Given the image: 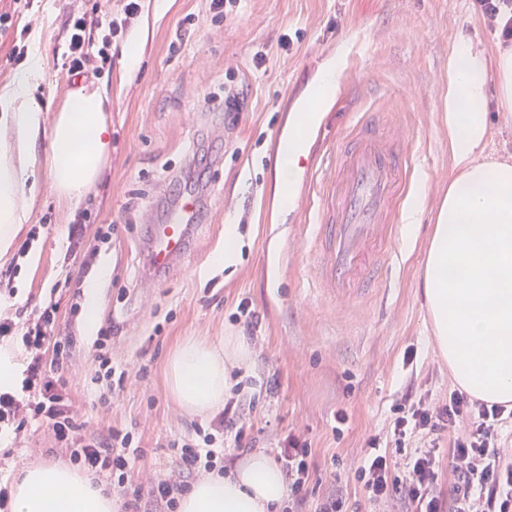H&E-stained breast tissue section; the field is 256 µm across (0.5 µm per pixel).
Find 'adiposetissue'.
<instances>
[{
  "mask_svg": "<svg viewBox=\"0 0 512 512\" xmlns=\"http://www.w3.org/2000/svg\"><path fill=\"white\" fill-rule=\"evenodd\" d=\"M30 64L0 88V258L8 255L32 199L25 193L47 166L59 194L81 199L99 180L112 151L104 87L69 91L54 114L31 94L39 78ZM512 110V51L490 56L460 41L448 56V151L454 176L442 199L423 268L422 288L439 354L466 394L512 404V157L488 158L489 99ZM316 111L292 118L279 146L276 198L292 200L304 148L301 129ZM250 346L238 336L214 344L184 339L168 364V388L186 413L213 417L224 408L233 369L248 364ZM12 512H116L117 502L90 478L44 463L17 471ZM287 495L273 460L254 453L227 475H208L182 494L179 512H278Z\"/></svg>",
  "mask_w": 512,
  "mask_h": 512,
  "instance_id": "1",
  "label": "adipose tissue"
}]
</instances>
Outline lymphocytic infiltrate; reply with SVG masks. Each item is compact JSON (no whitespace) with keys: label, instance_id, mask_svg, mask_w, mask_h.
<instances>
[{"label":"lymphocytic infiltrate","instance_id":"f902f5d3","mask_svg":"<svg viewBox=\"0 0 512 512\" xmlns=\"http://www.w3.org/2000/svg\"><path fill=\"white\" fill-rule=\"evenodd\" d=\"M139 11V0H121L116 14L105 10L91 16L72 9L61 70L100 75L113 62L112 46ZM58 311L49 300L22 319L0 315V339H20L26 354L20 387L0 391V433L46 426L72 464L123 496L124 512H178L189 479L203 471H227L253 449L240 406L228 400L209 427H196L193 436L173 442L177 459L170 473L144 475L138 435L114 428L104 436L78 422L66 376L76 340L58 335ZM506 412V406L456 389L439 406L407 390L387 432L388 450L379 451L378 438H370L355 480L369 501L387 512H512V448L501 438ZM276 460L288 481L282 512H348L340 487L317 477L312 446L302 436L289 434ZM444 468L449 471L445 481L439 478Z\"/></svg>","mask_w":512,"mask_h":512}]
</instances>
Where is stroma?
<instances>
[{"label":"stroma","mask_w":512,"mask_h":512,"mask_svg":"<svg viewBox=\"0 0 512 512\" xmlns=\"http://www.w3.org/2000/svg\"><path fill=\"white\" fill-rule=\"evenodd\" d=\"M74 0H34L0 35V86L31 62L40 78L35 96L58 108L75 86L57 67L65 50L66 19ZM139 16L124 41L137 42L139 62L115 55L95 77L110 101L112 153L102 176L79 203H68L51 178L39 173L34 202L15 242L26 256L0 261V307L37 308L48 295L59 302L58 328L75 337L68 368L70 395L90 430L133 427L142 437L145 470L175 464L174 439L208 425L183 413L169 394L171 354L186 337L219 342L241 335L230 316L248 301L259 317L249 346L252 362L240 368L237 399L251 426L256 451L273 455L289 429L304 433L315 452L317 474L341 473L350 504L372 507L349 466L366 451L369 435L385 436L406 384L433 401H445L456 383L436 348L421 287L435 213L448 191L451 159L444 112L448 55L463 39L487 52L499 41L472 8V0H239L223 21L212 22L206 0H140ZM195 16L184 26L186 16ZM292 50L281 47L283 38ZM26 51L11 59L15 44ZM263 65H256V55ZM345 67L335 96L320 107L321 120L304 152L321 161L374 113L411 158V176L398 209L420 202L414 232L400 230L380 265L382 290L357 296L364 282L351 278L350 294L321 296L312 224L322 211V173L301 170L288 212L275 205L277 150L288 117L310 105V93L336 58ZM247 99L237 128L224 130L218 89L226 74ZM201 202L190 246L167 271L153 270L147 245L183 191ZM83 238L70 250L72 224ZM240 242L236 264H215L224 230ZM108 242H100L101 231ZM108 275L97 290L96 329L71 314L76 289ZM111 329L112 351L128 366L117 400L100 401L90 388L98 368L92 344ZM413 361H406V351ZM147 375H140L139 365ZM348 420L336 427L334 416ZM67 464L51 432L32 427L0 439V480L22 466Z\"/></svg>","instance_id":"1"}]
</instances>
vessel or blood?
<instances>
[{"instance_id": "b4317fda", "label": "vessel or blood", "mask_w": 512, "mask_h": 512, "mask_svg": "<svg viewBox=\"0 0 512 512\" xmlns=\"http://www.w3.org/2000/svg\"><path fill=\"white\" fill-rule=\"evenodd\" d=\"M332 169L322 216L313 227L321 292L328 298L342 294L370 245H391L393 204L406 187L408 158L379 122L370 120L361 122L349 149L337 152ZM197 209L196 198L184 196L168 221L156 226L148 245L153 269H170L184 255Z\"/></svg>"}]
</instances>
